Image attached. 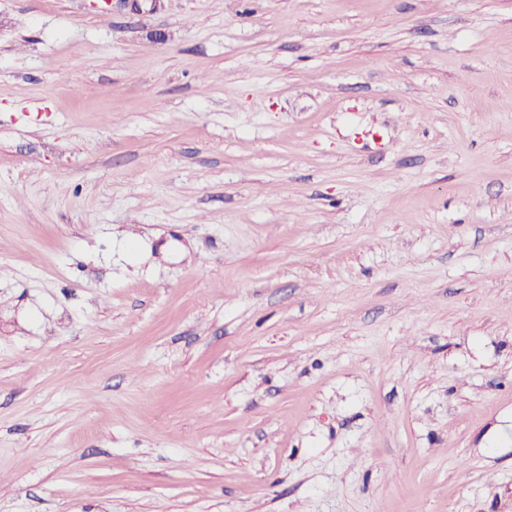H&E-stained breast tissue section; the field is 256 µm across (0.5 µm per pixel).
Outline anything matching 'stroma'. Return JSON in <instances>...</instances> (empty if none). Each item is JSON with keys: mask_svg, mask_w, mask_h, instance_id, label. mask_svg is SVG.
Here are the masks:
<instances>
[{"mask_svg": "<svg viewBox=\"0 0 512 512\" xmlns=\"http://www.w3.org/2000/svg\"><path fill=\"white\" fill-rule=\"evenodd\" d=\"M0 512H512V0H0Z\"/></svg>", "mask_w": 512, "mask_h": 512, "instance_id": "1", "label": "stroma"}]
</instances>
